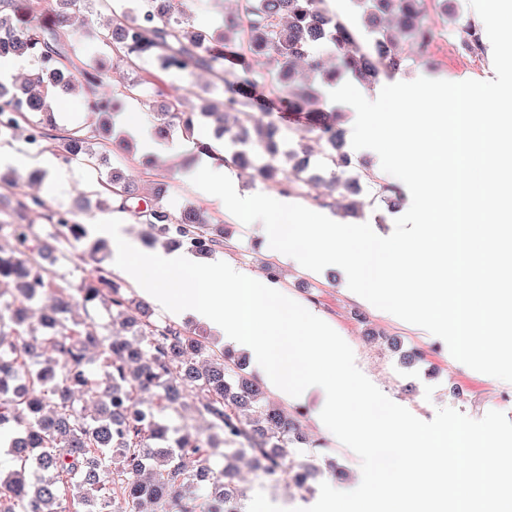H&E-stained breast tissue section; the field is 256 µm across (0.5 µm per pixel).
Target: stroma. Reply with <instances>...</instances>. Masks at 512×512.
<instances>
[{"label": "stroma", "instance_id": "35a3bbf8", "mask_svg": "<svg viewBox=\"0 0 512 512\" xmlns=\"http://www.w3.org/2000/svg\"><path fill=\"white\" fill-rule=\"evenodd\" d=\"M111 16V6L101 2L92 7L84 4L77 6L70 16L66 26L69 51L63 61L64 66L76 72L85 63L100 60L106 63L107 68L96 87L53 95L56 134L71 129L93 133L96 124L91 111L92 101L102 96L112 97L134 78L130 70L113 65L112 55L105 46L83 36L87 21L103 24ZM426 20L439 34L430 48V66L410 62L399 73H382L381 81L392 80L396 75L404 79L426 76L452 82L494 79L491 50H484L483 62L477 67L469 66L463 59L461 26L467 20L475 25L481 22L477 13L470 8L468 0H448L444 7L440 6L438 0H430ZM141 160V154L133 152L111 158L109 162L95 167L85 165L81 168V178L70 177L53 186L28 181L27 170L16 169L15 186L0 185V218L11 220L16 200L21 193L39 195L51 209H71L76 212L78 221L85 229V238L78 244L79 249L84 250L94 242L92 224L102 217L103 212L98 205L97 194L82 188V178L100 183L109 177L111 171L116 170L130 178L138 187L140 196L148 199L153 196L156 182H165L168 187L165 204L169 209L178 211L191 205L200 209L212 223L223 225L224 247L219 251L220 256L228 257L257 276H265L268 266L279 268L280 281L289 296L297 302L318 308L335 324L381 389L412 412L428 417L437 408L451 407L472 418L497 410L506 413L508 419L512 420V386L502 385L486 374L450 360L441 341L425 339L417 335L407 323L388 320L354 301L345 288L341 268L328 267L316 273L288 259L287 255L273 254L266 238L257 230L247 229L240 220L214 209L206 198L185 186L184 166L162 158L155 167L149 168L143 166ZM372 330H382L387 335L398 337L404 349L416 348L423 351L424 360L409 367L403 366L398 356L385 344L367 340L366 334ZM456 385L468 391L470 402L463 403L451 396L450 390ZM318 405L319 395L314 392L300 404L284 405L283 410L297 418L308 441L325 443L326 456L335 460L344 470L345 483H352L356 476L355 463L344 449L326 442L316 422ZM332 480L330 473L318 474L306 492L284 483L261 486L255 481L250 466L244 463L240 466V481L246 489V496L241 499L240 505L248 507L251 495L259 490L272 501L291 505L305 503L318 496L320 483Z\"/></svg>", "mask_w": 512, "mask_h": 512}]
</instances>
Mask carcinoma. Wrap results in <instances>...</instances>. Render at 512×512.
<instances>
[{
    "label": "carcinoma",
    "mask_w": 512,
    "mask_h": 512,
    "mask_svg": "<svg viewBox=\"0 0 512 512\" xmlns=\"http://www.w3.org/2000/svg\"><path fill=\"white\" fill-rule=\"evenodd\" d=\"M325 0H246L244 14L226 15L215 32L190 22L185 0H133L95 35L117 61L150 73L93 109L111 116L121 97L140 94V86L160 76L187 79L198 70L211 72L219 99L196 107L194 92H181L154 109V134L166 140L177 132L193 136L206 118H216L214 135L227 141L224 162L252 179L271 185L284 181L299 192L317 178L310 175L308 140L324 146L322 163L332 171L321 197L357 192L359 180L374 185L375 196L397 204L399 186L381 182L358 168L344 148L338 112L324 108L321 89L349 76L373 87L380 69L395 71L407 60L429 61L435 31L426 23L428 0H350L366 42L348 22L319 4ZM63 34L41 25L22 10L0 9V57L26 56L34 74L21 91L0 82V137L20 123L37 131L25 137L37 144L55 127L49 94L56 88L90 86L99 81L89 70L78 78L62 68ZM262 59L273 75L272 92L296 115L300 125L288 150L282 119L265 111L253 96L258 74L250 58ZM260 112L264 119L244 125L241 117ZM67 157L106 161L130 143L112 137L105 121L92 136L77 130L58 137ZM137 199L114 172L99 193V206L119 210L148 225L154 238L178 248L193 242L208 255L224 243V225L210 224L200 212L176 213L160 203ZM13 248L0 247V432L8 431L0 450V512H143L144 501L172 503L177 512H193L200 499L208 512H239L227 506L242 497L235 482L237 462L252 461L263 482L309 487L320 473L318 445L306 449L295 419L269 405L261 386L245 372L243 356L226 348L215 354L205 338L170 322L151 320L147 302L127 296L121 283L98 265L79 288L82 308L102 307L105 325L72 316L71 294L48 270L56 261L57 239L43 238L33 225L16 224ZM49 287L54 304L42 312L40 328L28 323L27 305ZM99 392L91 413L79 406L86 394ZM156 402L145 407L141 395ZM192 406L207 419L210 433L181 434L173 418ZM197 462L189 470L182 456Z\"/></svg>",
    "instance_id": "cac0c4a2"
}]
</instances>
